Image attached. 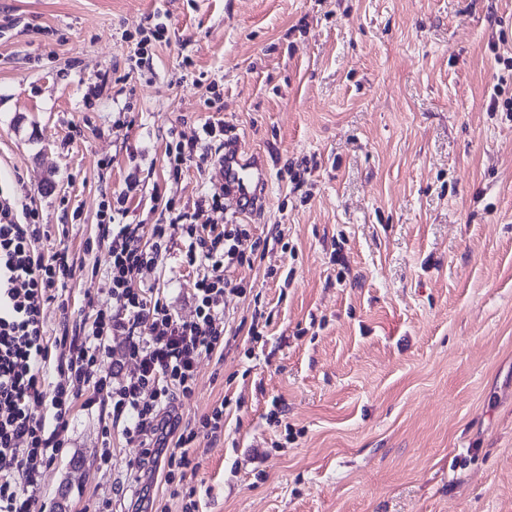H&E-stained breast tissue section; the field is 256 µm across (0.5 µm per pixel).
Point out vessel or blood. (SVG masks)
<instances>
[{"label":"vessel or blood","mask_w":512,"mask_h":512,"mask_svg":"<svg viewBox=\"0 0 512 512\" xmlns=\"http://www.w3.org/2000/svg\"><path fill=\"white\" fill-rule=\"evenodd\" d=\"M216 169L221 185L233 190L239 212L246 214L264 205L269 175L260 161L243 158L229 146L218 156Z\"/></svg>","instance_id":"b4317fda"}]
</instances>
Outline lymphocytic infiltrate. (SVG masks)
<instances>
[{"mask_svg": "<svg viewBox=\"0 0 512 512\" xmlns=\"http://www.w3.org/2000/svg\"><path fill=\"white\" fill-rule=\"evenodd\" d=\"M226 131L223 117L209 116L191 142L177 143L172 175H180L189 158L207 161L208 146ZM223 196V189L213 190L194 212L152 225L146 238L139 225L101 219V236L109 241L111 302L96 309L88 329L51 341L44 333L45 314L61 297L72 267L65 253L47 258L38 250L44 231L33 223L26 202L0 201V458L11 464L10 471L0 472V512H41L42 473L64 448L60 434L69 426L73 396L65 385L49 381V364L82 381L90 367L111 357L115 336L122 337L121 351L136 370L119 381L113 373L101 375L89 385L83 404L100 406L113 422L122 423L127 441L139 444L142 458H165L170 498L181 499L182 512H196L194 489L175 484L173 472L195 469L187 447L196 439L223 435L224 406L216 404L187 423L172 408L176 400L193 395L201 355L224 345V295L241 289L227 271L256 259L243 248L249 236L245 225L202 222L205 208L219 207ZM176 237L185 264L203 271L189 321L176 316L167 301L148 297L142 279L144 270L162 262ZM45 402L52 417L33 416L30 404Z\"/></svg>", "mask_w": 512, "mask_h": 512, "instance_id": "f902f5d3", "label": "lymphocytic infiltrate"}]
</instances>
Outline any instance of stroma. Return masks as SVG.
<instances>
[{"instance_id":"35a3bbf8","label":"stroma","mask_w":512,"mask_h":512,"mask_svg":"<svg viewBox=\"0 0 512 512\" xmlns=\"http://www.w3.org/2000/svg\"><path fill=\"white\" fill-rule=\"evenodd\" d=\"M214 93L269 187L251 214L230 192L208 213L265 256L229 270L224 348L175 404H227L223 437L189 449L199 512H512V0H0V197L74 270L47 338L109 304L99 216L130 175L126 224L218 180L168 157ZM181 249L143 278L189 319ZM61 438L43 512H181L163 480L141 494L140 449L103 412L73 402Z\"/></svg>"}]
</instances>
